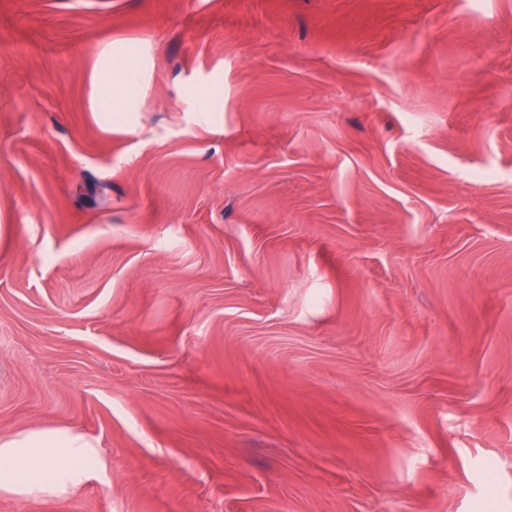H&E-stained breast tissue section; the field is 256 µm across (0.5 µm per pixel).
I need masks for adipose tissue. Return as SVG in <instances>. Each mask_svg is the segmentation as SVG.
<instances>
[{
    "mask_svg": "<svg viewBox=\"0 0 512 512\" xmlns=\"http://www.w3.org/2000/svg\"><path fill=\"white\" fill-rule=\"evenodd\" d=\"M146 65L142 43L111 42L99 48L91 71V111H139ZM103 468L91 441L67 428L45 427L0 438L1 497H63Z\"/></svg>",
    "mask_w": 512,
    "mask_h": 512,
    "instance_id": "1",
    "label": "adipose tissue"
}]
</instances>
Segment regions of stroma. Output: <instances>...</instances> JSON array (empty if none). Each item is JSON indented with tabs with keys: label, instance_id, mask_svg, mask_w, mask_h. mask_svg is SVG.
<instances>
[{
	"label": "stroma",
	"instance_id": "obj_1",
	"mask_svg": "<svg viewBox=\"0 0 512 512\" xmlns=\"http://www.w3.org/2000/svg\"><path fill=\"white\" fill-rule=\"evenodd\" d=\"M46 426L105 471L0 512H512V0H0V438ZM146 65L147 49L140 42H111L99 48L90 78L91 111H139Z\"/></svg>",
	"mask_w": 512,
	"mask_h": 512
}]
</instances>
